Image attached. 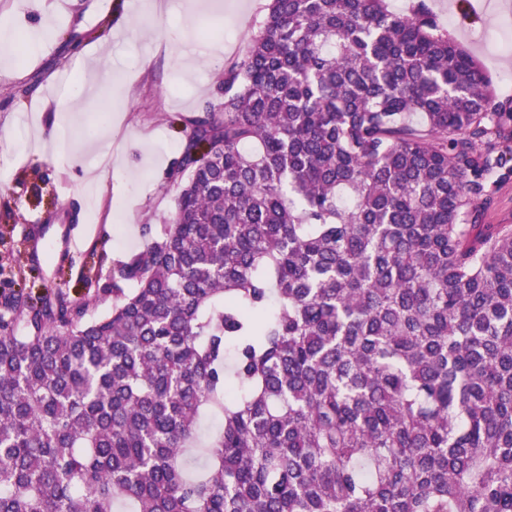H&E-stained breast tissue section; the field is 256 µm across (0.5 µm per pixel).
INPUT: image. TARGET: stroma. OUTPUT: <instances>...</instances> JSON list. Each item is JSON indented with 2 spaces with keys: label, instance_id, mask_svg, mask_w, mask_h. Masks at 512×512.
<instances>
[{
  "label": "stroma",
  "instance_id": "35a3bbf8",
  "mask_svg": "<svg viewBox=\"0 0 512 512\" xmlns=\"http://www.w3.org/2000/svg\"><path fill=\"white\" fill-rule=\"evenodd\" d=\"M0 0V17L21 32L50 34L54 47H12L0 62V300H38L54 291L84 297L85 255L97 249L100 283L113 262L140 249L147 224L168 223L178 186L168 177L186 134L168 118L219 108L221 69L242 57L269 0ZM456 0H432L441 26L472 51L512 108V0H470L482 23L460 25ZM102 44L96 64L82 59L71 33ZM83 74L82 98L68 76ZM67 125L66 167L42 154L54 122ZM108 165L94 192L90 170Z\"/></svg>",
  "mask_w": 512,
  "mask_h": 512
}]
</instances>
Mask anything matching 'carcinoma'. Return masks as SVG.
<instances>
[{"label": "carcinoma", "instance_id": "carcinoma-1", "mask_svg": "<svg viewBox=\"0 0 512 512\" xmlns=\"http://www.w3.org/2000/svg\"><path fill=\"white\" fill-rule=\"evenodd\" d=\"M223 79L112 309L3 303L0 512H512L483 65L426 0H270Z\"/></svg>", "mask_w": 512, "mask_h": 512}]
</instances>
